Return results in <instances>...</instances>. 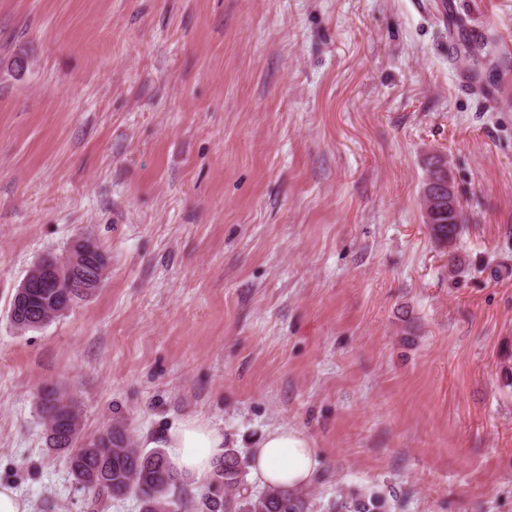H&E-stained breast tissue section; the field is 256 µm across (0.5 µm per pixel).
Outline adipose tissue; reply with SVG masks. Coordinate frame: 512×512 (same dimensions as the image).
<instances>
[{
	"label": "adipose tissue",
	"mask_w": 512,
	"mask_h": 512,
	"mask_svg": "<svg viewBox=\"0 0 512 512\" xmlns=\"http://www.w3.org/2000/svg\"><path fill=\"white\" fill-rule=\"evenodd\" d=\"M178 472L207 476L224 451V432L196 417L187 418L168 431ZM253 473L264 484L290 490L308 485L317 466L311 439L299 428L283 425L262 437L252 455Z\"/></svg>",
	"instance_id": "1"
}]
</instances>
